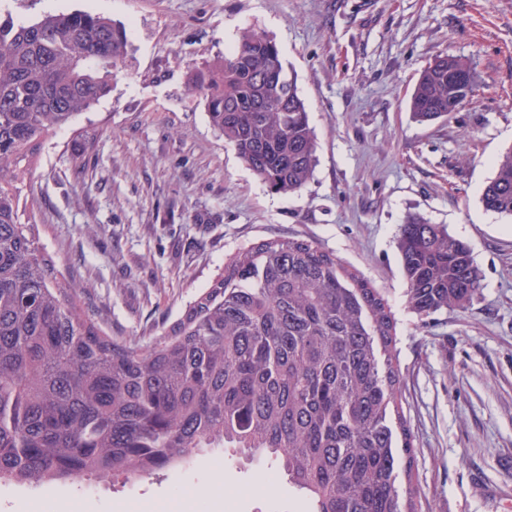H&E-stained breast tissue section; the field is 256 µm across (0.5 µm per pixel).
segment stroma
I'll return each mask as SVG.
<instances>
[{"instance_id":"stroma-1","label":"stroma","mask_w":512,"mask_h":512,"mask_svg":"<svg viewBox=\"0 0 512 512\" xmlns=\"http://www.w3.org/2000/svg\"><path fill=\"white\" fill-rule=\"evenodd\" d=\"M84 10L122 24L112 91L49 137L19 185L22 223L86 315L150 340L267 239L311 241L360 273L396 322L398 397L416 448L419 512H505L512 502V221L481 202L512 147V0H0L21 21ZM273 39L316 141L305 188L275 194L210 123L188 77L242 30ZM453 54L473 100L419 124L421 72ZM447 225L483 276L465 310L420 319L396 248L408 216ZM309 512L275 462L215 448L133 484L103 477L0 482V512Z\"/></svg>"}]
</instances>
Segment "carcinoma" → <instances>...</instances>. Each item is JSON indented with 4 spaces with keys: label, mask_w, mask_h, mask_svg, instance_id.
Wrapping results in <instances>:
<instances>
[{
    "label": "carcinoma",
    "mask_w": 512,
    "mask_h": 512,
    "mask_svg": "<svg viewBox=\"0 0 512 512\" xmlns=\"http://www.w3.org/2000/svg\"><path fill=\"white\" fill-rule=\"evenodd\" d=\"M128 48L125 27L101 14H0V481L110 474L127 484L222 448L274 458L311 512H418L416 489L399 481L400 454L409 465L413 448L395 322L383 295L332 254L305 240L255 243L145 342L87 318L86 287L60 280L20 223L21 163L112 90ZM189 90L271 192L304 189L314 134L272 39L242 31L231 52L195 68ZM476 90L472 64L447 54L420 74L409 112L433 121ZM482 203L512 219V148ZM397 249L420 319L480 295L472 248L445 226L411 216Z\"/></svg>",
    "instance_id": "cac0c4a2"
}]
</instances>
